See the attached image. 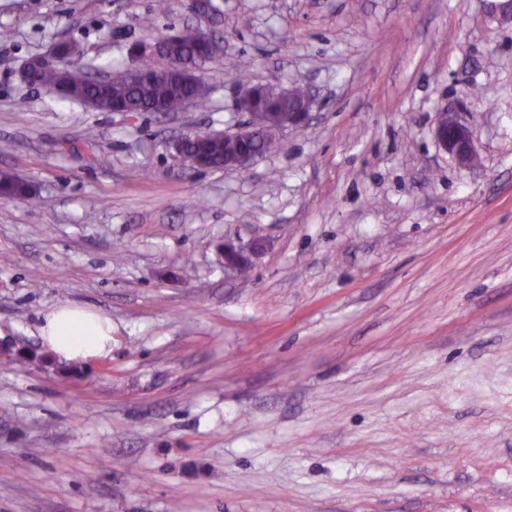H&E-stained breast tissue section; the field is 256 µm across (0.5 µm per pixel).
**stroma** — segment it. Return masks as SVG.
Instances as JSON below:
<instances>
[{"label": "stroma", "mask_w": 512, "mask_h": 512, "mask_svg": "<svg viewBox=\"0 0 512 512\" xmlns=\"http://www.w3.org/2000/svg\"><path fill=\"white\" fill-rule=\"evenodd\" d=\"M213 3L204 102L130 115L23 67L137 66L192 0H0V171L36 188L0 199V337L112 320L80 374L0 360V512H512V0ZM242 74L307 87L306 126L189 169L174 141L236 131ZM229 235L263 244L238 277ZM62 51L59 43L55 44L47 55H37L29 60L23 69V79L36 86V83L41 85L46 93L51 94L54 88L59 85L64 76L56 70H40L57 68L62 61ZM39 70L36 74V82L31 78V72ZM435 137L439 146L455 162L464 168L473 166L477 161L471 129L464 124L455 112L439 113Z\"/></svg>", "instance_id": "stroma-1"}]
</instances>
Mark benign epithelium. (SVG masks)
<instances>
[{
	"label": "benign epithelium",
	"mask_w": 512,
	"mask_h": 512,
	"mask_svg": "<svg viewBox=\"0 0 512 512\" xmlns=\"http://www.w3.org/2000/svg\"><path fill=\"white\" fill-rule=\"evenodd\" d=\"M198 47L201 53L213 56L220 51V42L212 37L210 30L196 28ZM180 36L170 33L163 36L152 46L142 45L136 49L138 56H161L168 58L169 49L176 45ZM62 51L56 44L46 55H38L29 60L23 69V79L34 84L31 72L40 69L56 68L61 64ZM164 70L153 71L132 67L127 76L133 82L147 83L160 78ZM186 81L195 84L196 95L187 101L193 105L197 100L206 97L207 89L201 79L199 70L189 68L184 74ZM297 87H282L275 82L254 84L245 89L237 99L239 111L248 114L247 123L234 133L221 135L215 132H194L180 138L175 143V150L184 164L191 168L208 167L206 156L188 149V144L199 139L224 137V169H243L247 167L259 152L248 147L251 142L264 138L276 140V135L288 128H299L306 124L314 106L312 96H306L303 104H295ZM435 137L439 146L448 153L455 162L464 168L473 166L477 161L471 129L464 124L455 112H441L438 115ZM261 243L255 241L248 246L237 239L226 236L220 246L219 253L224 260V271L238 274L251 264V257L259 252Z\"/></svg>",
	"instance_id": "1"
}]
</instances>
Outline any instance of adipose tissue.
Wrapping results in <instances>:
<instances>
[{"instance_id": "obj_1", "label": "adipose tissue", "mask_w": 512, "mask_h": 512, "mask_svg": "<svg viewBox=\"0 0 512 512\" xmlns=\"http://www.w3.org/2000/svg\"><path fill=\"white\" fill-rule=\"evenodd\" d=\"M43 347L62 362L74 364L112 348V320L95 310L60 305L41 317Z\"/></svg>"}]
</instances>
